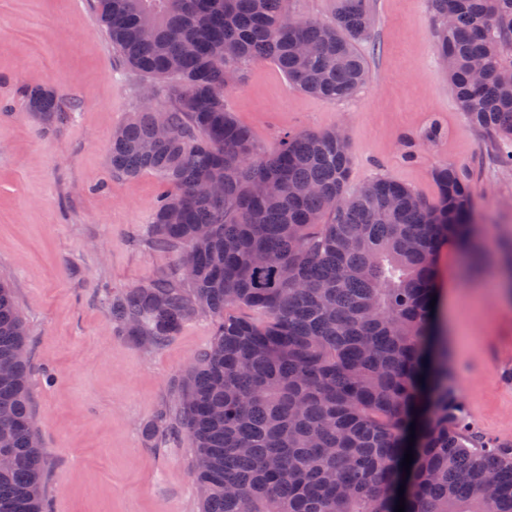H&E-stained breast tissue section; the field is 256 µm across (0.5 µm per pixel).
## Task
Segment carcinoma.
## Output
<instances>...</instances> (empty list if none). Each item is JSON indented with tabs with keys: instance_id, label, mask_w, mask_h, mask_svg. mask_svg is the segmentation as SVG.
Masks as SVG:
<instances>
[{
	"instance_id": "1",
	"label": "carcinoma",
	"mask_w": 512,
	"mask_h": 512,
	"mask_svg": "<svg viewBox=\"0 0 512 512\" xmlns=\"http://www.w3.org/2000/svg\"><path fill=\"white\" fill-rule=\"evenodd\" d=\"M284 2L97 0L122 62L165 91L171 128L159 137L139 105L112 134V174H159L151 245L178 256L112 298V318L150 348L191 319L215 322L175 400L202 512H394L402 485L405 512H512V448L470 425L430 307L440 250L476 247L470 183L443 163L432 202L388 178L352 192L334 130L260 149L224 100L249 66L270 61L330 101L368 78L356 48L368 0H337L332 23ZM431 3L462 110L512 143V0ZM20 94L45 125L69 117L49 86ZM30 403L26 326L1 281L0 512H46Z\"/></svg>"
}]
</instances>
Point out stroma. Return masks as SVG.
Returning <instances> with one entry per match:
<instances>
[{
    "label": "stroma",
    "mask_w": 512,
    "mask_h": 512,
    "mask_svg": "<svg viewBox=\"0 0 512 512\" xmlns=\"http://www.w3.org/2000/svg\"><path fill=\"white\" fill-rule=\"evenodd\" d=\"M372 25L357 49L369 76L349 99L294 88L272 62L224 92L258 145L284 132L343 129L349 187L378 177L434 200L433 170L470 180L482 272L452 246L436 261L438 324L467 346L449 348L475 430L512 444V296L486 287L512 267V168L468 121L437 55L429 0H369ZM140 79L119 59L92 0H0V278L27 327L31 409L46 452L50 512H199L193 443L174 419L175 390L215 325L186 322L157 349L123 335L110 292L147 283L177 257L150 243L159 177H113V130L139 105ZM49 84L69 120L47 126L19 91ZM170 421L157 429L160 412Z\"/></svg>",
    "instance_id": "1"
}]
</instances>
